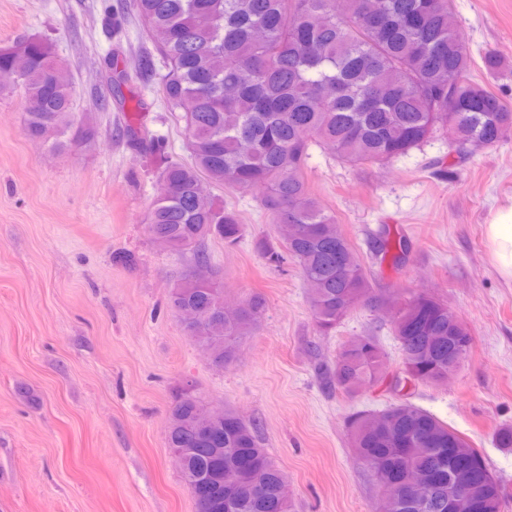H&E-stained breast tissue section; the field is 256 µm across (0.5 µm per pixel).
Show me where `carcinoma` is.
I'll return each mask as SVG.
<instances>
[{"mask_svg":"<svg viewBox=\"0 0 512 512\" xmlns=\"http://www.w3.org/2000/svg\"><path fill=\"white\" fill-rule=\"evenodd\" d=\"M134 7L165 60L162 94L184 113L191 156L188 163L165 156L159 137L132 138L161 165L151 233L166 235L173 250L191 252L194 265L210 271L207 241L234 245L241 224L201 187L264 188L261 205L272 222L297 225L284 247L311 289L324 331L375 296L336 218L307 188L311 148L351 163L383 164L446 129L468 145L448 154L456 165L512 133V107L468 77L471 55L457 36L452 0H348L341 12L335 0H135ZM0 67L19 74L30 137L58 145L71 128L81 130L48 42L27 37L1 45ZM179 288L203 316L198 342L231 362L263 300L219 317L197 283L185 280ZM389 305L403 358L404 379L395 385L437 384L460 369L448 349L468 354L471 335L447 304L418 292ZM385 361L373 338L350 340L335 362L336 386L356 392L384 381ZM349 434L375 478L407 474L424 489L420 498L407 492L390 498L387 512H448V484L458 480L475 486L477 498L457 512H501L502 486L484 457L429 411L409 402L363 411ZM167 444L192 449L185 482L224 470L220 494L235 497L233 512H291L285 473L236 411L224 410V425L204 433L196 425V398L177 396ZM249 482L263 493L250 494Z\"/></svg>","mask_w":512,"mask_h":512,"instance_id":"obj_1","label":"carcinoma"}]
</instances>
